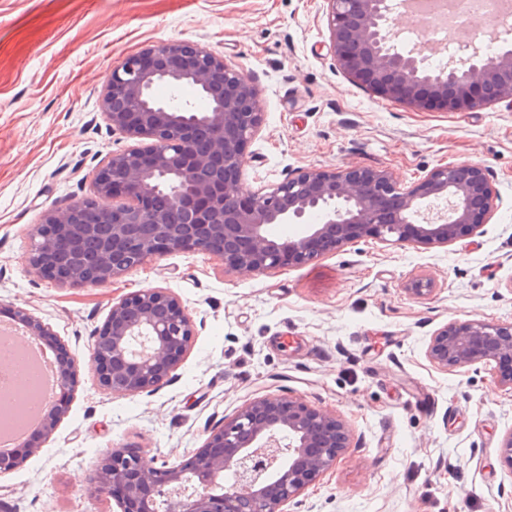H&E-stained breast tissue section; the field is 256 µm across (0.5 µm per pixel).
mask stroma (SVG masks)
Here are the masks:
<instances>
[{"label":"stroma","mask_w":512,"mask_h":512,"mask_svg":"<svg viewBox=\"0 0 512 512\" xmlns=\"http://www.w3.org/2000/svg\"><path fill=\"white\" fill-rule=\"evenodd\" d=\"M186 40L224 56L260 94L242 179L269 189L302 169L482 165L499 200L488 224L446 245L364 239L260 275L170 253L100 288L60 285L26 262L34 224L91 197L95 170L132 139L101 97L114 65ZM162 288L192 343L154 391L99 387L89 350L113 304ZM46 324L77 367L68 409L0 474V512H119L88 489L112 448L189 459L251 401L332 413L348 444L288 512H512V387L492 364L443 370L431 336L452 321L512 323V105L418 112L353 84L329 48L325 0H0V320Z\"/></svg>","instance_id":"stroma-1"}]
</instances>
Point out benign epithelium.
Instances as JSON below:
<instances>
[{
    "mask_svg": "<svg viewBox=\"0 0 512 512\" xmlns=\"http://www.w3.org/2000/svg\"><path fill=\"white\" fill-rule=\"evenodd\" d=\"M331 52L352 83L417 111L461 112L512 104V49L487 53L449 41L446 64L400 50L392 27L404 0H326ZM195 86L202 109L153 96L157 84ZM112 129L147 139L109 156L93 196L53 210L33 225L29 265L51 266L54 281L99 288L173 252H205L234 271L263 274L313 261L370 238L388 244H448L489 222L498 193L479 164L432 169L403 187L386 170H298L276 187L242 182L247 145L262 123L256 88L224 57L190 41L153 45L112 72L102 96ZM108 220H89L92 212ZM272 224H302L298 236L271 235ZM94 237L96 248L82 242ZM15 321L52 351H65L40 320ZM193 337L179 300L163 289L131 293L112 305L89 362L97 383L117 396L152 391L178 366ZM448 370L512 358V323L450 322L428 345ZM56 394L42 423L0 453V474L30 455L69 405L76 364L59 356ZM348 434L332 414L276 396L257 399L212 434L186 464L152 466L139 451L113 448L98 461L89 490L120 512H285L284 506L334 464Z\"/></svg>",
    "mask_w": 512,
    "mask_h": 512,
    "instance_id": "obj_1",
    "label": "benign epithelium"
}]
</instances>
